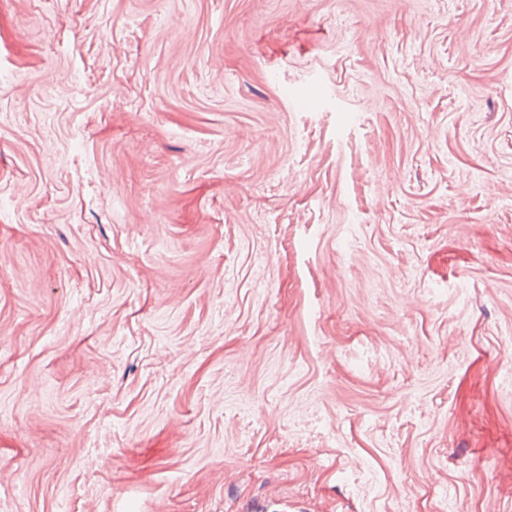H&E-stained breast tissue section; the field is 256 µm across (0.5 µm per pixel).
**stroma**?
I'll return each instance as SVG.
<instances>
[{
	"mask_svg": "<svg viewBox=\"0 0 512 512\" xmlns=\"http://www.w3.org/2000/svg\"><path fill=\"white\" fill-rule=\"evenodd\" d=\"M512 512V0H0V512Z\"/></svg>",
	"mask_w": 512,
	"mask_h": 512,
	"instance_id": "1",
	"label": "stroma"
}]
</instances>
